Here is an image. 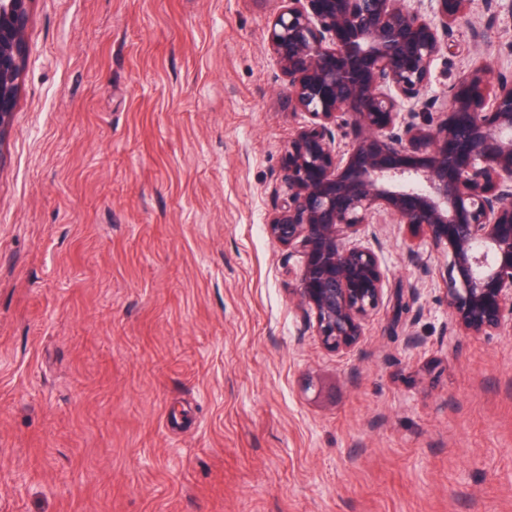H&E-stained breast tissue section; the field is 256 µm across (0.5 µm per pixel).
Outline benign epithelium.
Wrapping results in <instances>:
<instances>
[{"mask_svg": "<svg viewBox=\"0 0 512 512\" xmlns=\"http://www.w3.org/2000/svg\"><path fill=\"white\" fill-rule=\"evenodd\" d=\"M280 2L267 43L293 109L309 122L288 144V197L267 231L304 251L297 300L314 315L322 345L344 351L362 341L384 276L361 232L388 217L448 251L456 330L504 329L512 317V80L484 61L448 97L424 96L431 63L471 0H436L431 17L405 0ZM33 3H0V146L14 119ZM345 129L356 134L350 149Z\"/></svg>", "mask_w": 512, "mask_h": 512, "instance_id": "benign-epithelium-1", "label": "benign epithelium"}]
</instances>
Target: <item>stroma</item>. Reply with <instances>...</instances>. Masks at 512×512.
<instances>
[{"label": "stroma", "instance_id": "1", "mask_svg": "<svg viewBox=\"0 0 512 512\" xmlns=\"http://www.w3.org/2000/svg\"><path fill=\"white\" fill-rule=\"evenodd\" d=\"M431 64L512 77V0ZM279 0H36L0 148V512H512V334L461 336L445 251L380 224L335 352L268 215L307 125ZM416 337L408 345V337Z\"/></svg>", "mask_w": 512, "mask_h": 512}]
</instances>
